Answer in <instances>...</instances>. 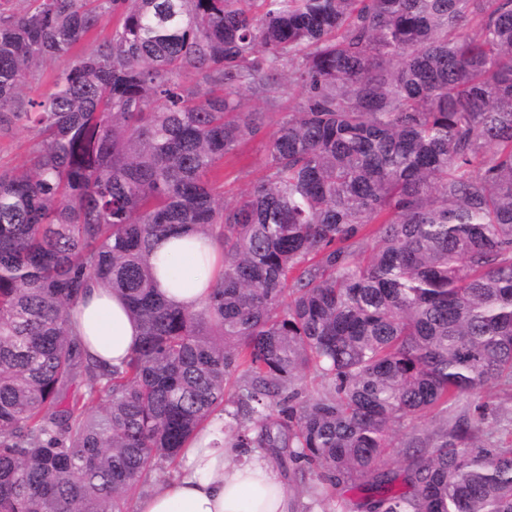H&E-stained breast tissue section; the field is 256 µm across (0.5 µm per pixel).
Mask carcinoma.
<instances>
[{
  "instance_id": "obj_1",
  "label": "carcinoma",
  "mask_w": 512,
  "mask_h": 512,
  "mask_svg": "<svg viewBox=\"0 0 512 512\" xmlns=\"http://www.w3.org/2000/svg\"><path fill=\"white\" fill-rule=\"evenodd\" d=\"M21 2L0 7V133L35 135L0 167V512H127L217 417L324 508L344 486L364 512H512V446L448 419L512 391V0ZM293 93L228 199L224 158L266 129L248 95ZM177 229L222 251L196 310L147 263ZM92 281L141 327L119 366L72 332ZM486 402L489 405V412L493 410L505 415L512 416V400L509 396H505L499 388H491L484 390L476 397H471L460 402L448 417L466 416L473 418L474 407L477 404Z\"/></svg>"
}]
</instances>
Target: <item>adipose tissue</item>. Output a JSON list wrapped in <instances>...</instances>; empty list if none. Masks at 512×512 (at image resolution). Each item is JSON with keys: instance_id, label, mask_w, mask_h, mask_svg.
Instances as JSON below:
<instances>
[{"instance_id": "1", "label": "adipose tissue", "mask_w": 512, "mask_h": 512, "mask_svg": "<svg viewBox=\"0 0 512 512\" xmlns=\"http://www.w3.org/2000/svg\"><path fill=\"white\" fill-rule=\"evenodd\" d=\"M160 268L159 294L194 310L204 301L219 264L205 236L182 232L161 237L148 258ZM73 333L91 357L121 364L138 346L139 324L118 293L91 288L71 312ZM223 419H215L183 449L179 472L140 495L134 512H290L292 498L270 456L260 448L216 446Z\"/></svg>"}]
</instances>
